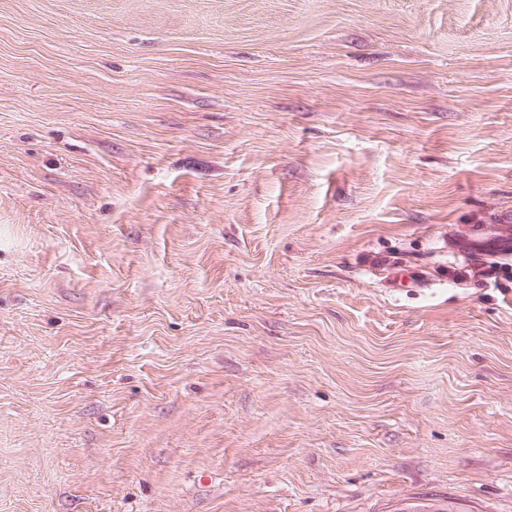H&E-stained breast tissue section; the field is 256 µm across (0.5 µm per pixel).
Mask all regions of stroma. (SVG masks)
Segmentation results:
<instances>
[{"mask_svg":"<svg viewBox=\"0 0 512 512\" xmlns=\"http://www.w3.org/2000/svg\"><path fill=\"white\" fill-rule=\"evenodd\" d=\"M511 217L512 0H0V512H512ZM472 262L471 265L463 267L460 270L449 267L448 279L453 283H463L471 279L472 273V278L477 285H487L493 282L496 288H504L505 291L508 290V288H512L511 264L505 262L487 263L476 255L472 257ZM503 280L510 283V286L504 284L502 282Z\"/></svg>","mask_w":512,"mask_h":512,"instance_id":"35a3bbf8","label":"stroma"}]
</instances>
